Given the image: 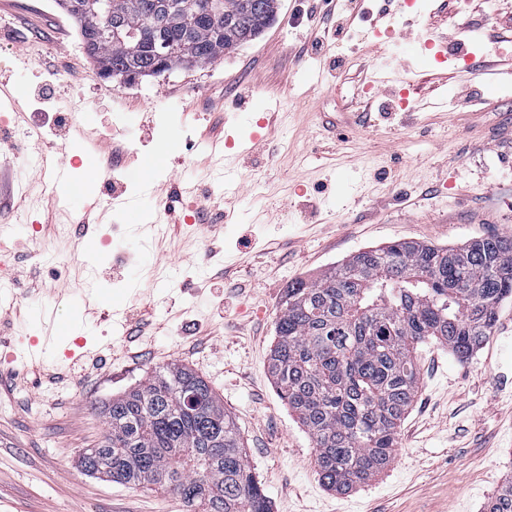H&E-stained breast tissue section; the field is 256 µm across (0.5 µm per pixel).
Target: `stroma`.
Segmentation results:
<instances>
[{
    "instance_id": "1",
    "label": "stroma",
    "mask_w": 512,
    "mask_h": 512,
    "mask_svg": "<svg viewBox=\"0 0 512 512\" xmlns=\"http://www.w3.org/2000/svg\"><path fill=\"white\" fill-rule=\"evenodd\" d=\"M383 8L279 0L214 62L127 81L98 75L59 7L0 0V282L20 304L0 315V512H183L79 458L101 406L172 362L221 398L272 512H483L512 478V300L468 360L419 345L395 460L344 495L267 371L289 283L394 241L512 235V83L467 69L512 62V0H415L391 34ZM434 31L456 61L425 48ZM373 65L454 77L378 94L361 85ZM278 100L286 117L261 127ZM213 141L242 155L238 194L206 161ZM183 178L195 191L172 200ZM84 213L96 228L81 241Z\"/></svg>"
}]
</instances>
